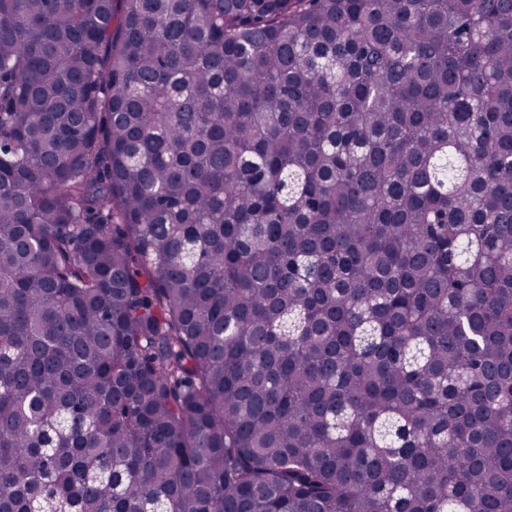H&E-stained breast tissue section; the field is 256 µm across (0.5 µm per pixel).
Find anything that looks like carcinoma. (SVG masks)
<instances>
[{
	"mask_svg": "<svg viewBox=\"0 0 512 512\" xmlns=\"http://www.w3.org/2000/svg\"><path fill=\"white\" fill-rule=\"evenodd\" d=\"M0 512H512V0H0Z\"/></svg>",
	"mask_w": 512,
	"mask_h": 512,
	"instance_id": "1",
	"label": "carcinoma"
}]
</instances>
